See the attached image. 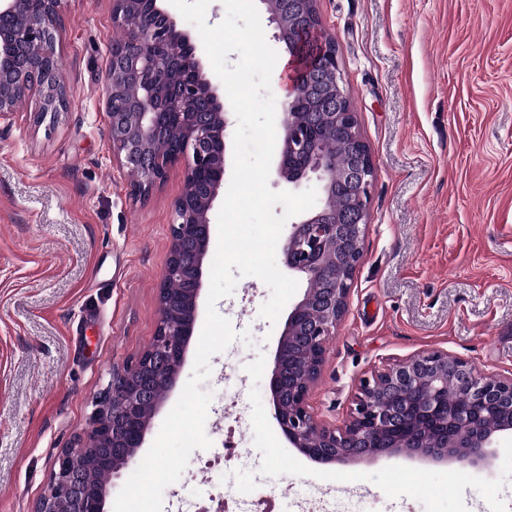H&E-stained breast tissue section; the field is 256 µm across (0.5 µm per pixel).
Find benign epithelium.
Returning <instances> with one entry per match:
<instances>
[{"instance_id":"benign-epithelium-1","label":"benign epithelium","mask_w":512,"mask_h":512,"mask_svg":"<svg viewBox=\"0 0 512 512\" xmlns=\"http://www.w3.org/2000/svg\"><path fill=\"white\" fill-rule=\"evenodd\" d=\"M259 2L275 25V39L289 50L295 36L322 32L317 0ZM22 3L0 0V121L31 97L41 114L67 107L63 61L56 49L61 0H43L40 11H28ZM112 23L123 36L110 54L104 86L113 158L136 175V197L147 196L170 165L185 159L184 188L173 208L153 339L135 362L112 369L77 442L57 455L52 480L34 512H104V495L82 484L84 461L96 440L112 449V472L135 462L149 422L141 408L155 412L168 397L196 330L203 265L212 243L210 215L224 190L230 107L203 75L187 35L159 0H112ZM320 55L329 56V62L315 79L303 75L289 88L279 149V178L293 185L313 182L322 205L292 222L285 249L288 269L305 275L308 287L277 345L270 379L276 422L291 447L326 462L412 450L480 465L493 437L512 431V378L482 375L444 351L421 353L362 378L341 430L319 426L309 411L327 342L346 313L351 282L364 258L375 180L335 45L322 46ZM300 107L309 109L304 120L298 119ZM175 123L181 140L156 153L155 144L167 139ZM317 125H330L348 138L351 150L342 164L327 157L316 141ZM338 185L345 196L339 214L330 218L327 204ZM176 280L187 284L179 296L170 288ZM450 386L465 403L448 396Z\"/></svg>"}]
</instances>
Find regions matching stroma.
<instances>
[{"label":"stroma","instance_id":"stroma-1","mask_svg":"<svg viewBox=\"0 0 512 512\" xmlns=\"http://www.w3.org/2000/svg\"><path fill=\"white\" fill-rule=\"evenodd\" d=\"M376 167L364 258L310 394L341 427L360 379L431 350L512 377V0H318ZM57 35L65 111L23 104L0 125V512H33L55 458L85 425L114 365L134 361L158 321L157 288L186 161L148 197L113 161L103 98L112 0H63ZM230 317L249 341L215 359L239 408L217 429L285 491L335 487L366 512H512V433L483 466L414 453L310 459L281 433L267 384L287 318L260 314L270 289L238 280ZM237 387V386H236Z\"/></svg>","mask_w":512,"mask_h":512}]
</instances>
